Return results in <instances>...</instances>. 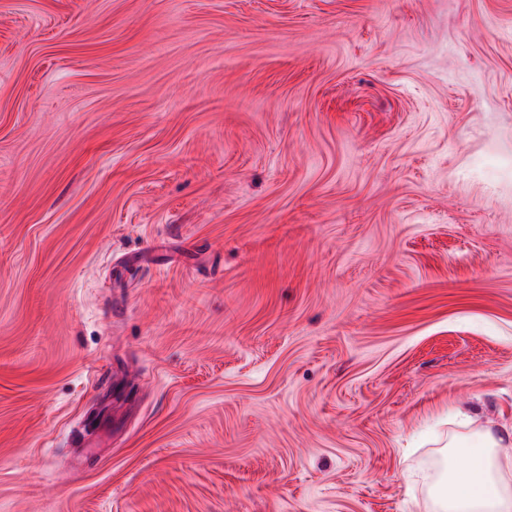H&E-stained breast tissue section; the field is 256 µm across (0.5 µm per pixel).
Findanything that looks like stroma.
Masks as SVG:
<instances>
[{"mask_svg":"<svg viewBox=\"0 0 512 512\" xmlns=\"http://www.w3.org/2000/svg\"><path fill=\"white\" fill-rule=\"evenodd\" d=\"M486 427L512 0H0V512H437Z\"/></svg>","mask_w":512,"mask_h":512,"instance_id":"1","label":"stroma"}]
</instances>
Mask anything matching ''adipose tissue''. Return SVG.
Returning a JSON list of instances; mask_svg holds the SVG:
<instances>
[{
  "label": "adipose tissue",
  "instance_id": "1",
  "mask_svg": "<svg viewBox=\"0 0 512 512\" xmlns=\"http://www.w3.org/2000/svg\"><path fill=\"white\" fill-rule=\"evenodd\" d=\"M478 445L469 448L470 465L466 471L448 467L436 495L442 512H512V482L492 451L501 441L491 431L478 435Z\"/></svg>",
  "mask_w": 512,
  "mask_h": 512
}]
</instances>
